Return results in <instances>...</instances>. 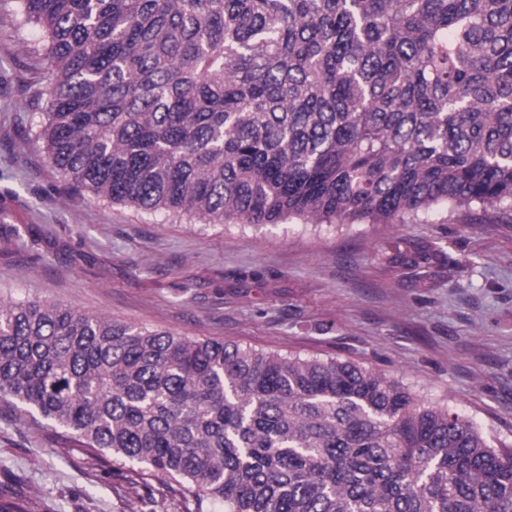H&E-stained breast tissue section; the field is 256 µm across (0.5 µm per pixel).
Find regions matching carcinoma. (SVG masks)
I'll use <instances>...</instances> for the list:
<instances>
[{"label":"carcinoma","mask_w":512,"mask_h":512,"mask_svg":"<svg viewBox=\"0 0 512 512\" xmlns=\"http://www.w3.org/2000/svg\"><path fill=\"white\" fill-rule=\"evenodd\" d=\"M35 139L95 198L209 224L512 206V0H15ZM0 401L224 512H512V451L369 363L0 299ZM0 494V512H37Z\"/></svg>","instance_id":"cac0c4a2"}]
</instances>
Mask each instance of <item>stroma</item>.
<instances>
[{
  "instance_id": "1",
  "label": "stroma",
  "mask_w": 512,
  "mask_h": 512,
  "mask_svg": "<svg viewBox=\"0 0 512 512\" xmlns=\"http://www.w3.org/2000/svg\"><path fill=\"white\" fill-rule=\"evenodd\" d=\"M42 34L0 0V295L192 337L370 363L512 449V209L260 227L142 214L72 187L34 131ZM39 512H131L118 465L0 403V488Z\"/></svg>"
}]
</instances>
